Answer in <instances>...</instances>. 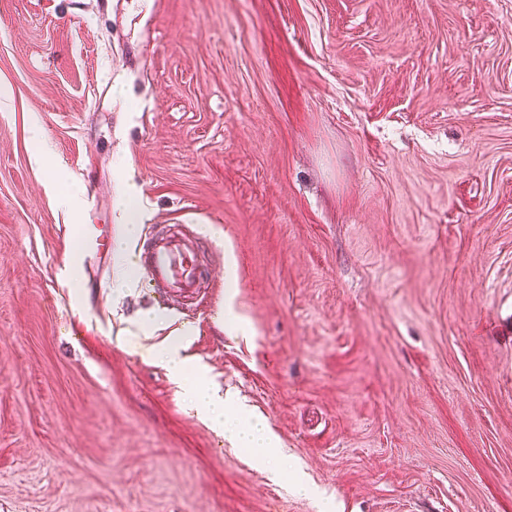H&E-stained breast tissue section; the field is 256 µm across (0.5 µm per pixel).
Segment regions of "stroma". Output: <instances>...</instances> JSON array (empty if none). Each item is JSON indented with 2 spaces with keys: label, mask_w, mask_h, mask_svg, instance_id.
Wrapping results in <instances>:
<instances>
[{
  "label": "stroma",
  "mask_w": 512,
  "mask_h": 512,
  "mask_svg": "<svg viewBox=\"0 0 512 512\" xmlns=\"http://www.w3.org/2000/svg\"><path fill=\"white\" fill-rule=\"evenodd\" d=\"M145 306L308 493L117 347ZM0 512H512V0H0ZM111 224H84L80 227L79 261L83 255L96 257L111 254L112 248ZM81 255V256H80ZM142 245L138 266L154 288H168L189 296L204 282L198 263V243L186 239L175 226Z\"/></svg>",
  "instance_id": "obj_1"
}]
</instances>
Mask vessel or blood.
<instances>
[{
    "label": "vessel or blood",
    "instance_id": "vessel-or-blood-1",
    "mask_svg": "<svg viewBox=\"0 0 512 512\" xmlns=\"http://www.w3.org/2000/svg\"><path fill=\"white\" fill-rule=\"evenodd\" d=\"M112 230L109 224L81 225L80 253L88 257L110 254ZM138 266L153 287L185 296L192 294L204 281L197 242L183 237L177 229L143 244Z\"/></svg>",
    "mask_w": 512,
    "mask_h": 512
}]
</instances>
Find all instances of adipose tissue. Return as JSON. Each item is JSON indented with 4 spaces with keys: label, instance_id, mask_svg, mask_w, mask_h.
<instances>
[{
    "label": "adipose tissue",
    "instance_id": "adipose-tissue-1",
    "mask_svg": "<svg viewBox=\"0 0 512 512\" xmlns=\"http://www.w3.org/2000/svg\"><path fill=\"white\" fill-rule=\"evenodd\" d=\"M166 321L163 312L149 308L141 312L138 338H117L119 348L139 355L150 363L161 366L183 392L190 410L204 419L225 439L247 450L256 462L267 465L282 455L278 438L260 417H247L232 394L224 392L208 375L204 366L188 352V327L176 329L173 336L161 343L145 345Z\"/></svg>",
    "mask_w": 512,
    "mask_h": 512
}]
</instances>
